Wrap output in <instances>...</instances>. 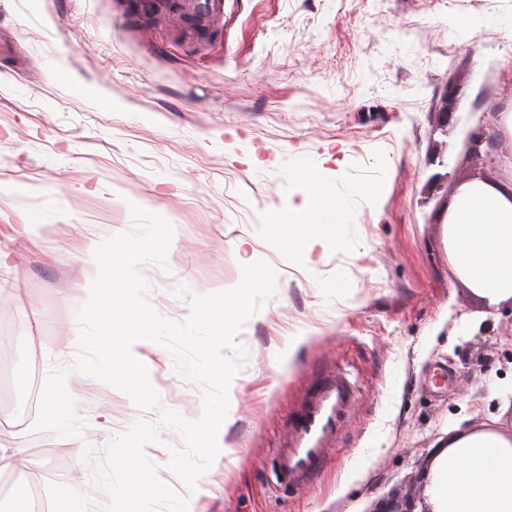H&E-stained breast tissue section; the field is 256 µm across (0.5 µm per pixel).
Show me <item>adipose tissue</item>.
Masks as SVG:
<instances>
[{
	"instance_id": "1",
	"label": "adipose tissue",
	"mask_w": 512,
	"mask_h": 512,
	"mask_svg": "<svg viewBox=\"0 0 512 512\" xmlns=\"http://www.w3.org/2000/svg\"><path fill=\"white\" fill-rule=\"evenodd\" d=\"M295 175L309 192L272 230L283 249L314 266L329 245L349 249L341 227L351 214L318 169L301 166ZM447 230L462 282L489 303L512 299V191L466 184L449 208ZM426 498L431 512H512V434L485 428L449 437L432 461Z\"/></svg>"
}]
</instances>
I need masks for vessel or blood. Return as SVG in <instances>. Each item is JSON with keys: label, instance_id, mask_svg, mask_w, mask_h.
I'll list each match as a JSON object with an SVG mask.
<instances>
[{"label": "vessel or blood", "instance_id": "1", "mask_svg": "<svg viewBox=\"0 0 512 512\" xmlns=\"http://www.w3.org/2000/svg\"><path fill=\"white\" fill-rule=\"evenodd\" d=\"M357 395L348 370L338 368L311 381L287 440L275 448L278 481L291 488L307 483L324 465Z\"/></svg>", "mask_w": 512, "mask_h": 512}]
</instances>
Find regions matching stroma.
<instances>
[{
    "mask_svg": "<svg viewBox=\"0 0 512 512\" xmlns=\"http://www.w3.org/2000/svg\"><path fill=\"white\" fill-rule=\"evenodd\" d=\"M512 0H224L203 24L173 0H0V224H33L7 243L0 270V353L11 355L0 420L31 380L71 366L74 283L85 229L98 240L134 227L131 205L166 218L165 266L141 265L147 299L183 322L179 286H237L264 261L277 291L244 324L220 452L188 491L169 463L184 437L123 391L72 374L87 427L84 493L154 483L141 512H378L422 502L455 429L512 431V301L491 306L456 276L448 208L473 180L512 184V155L473 154L472 136H512ZM322 160L334 193L355 196L346 233L366 251L328 249L317 273L266 225L306 195L298 155ZM342 287H335V280ZM310 336L282 365L288 336ZM163 407L195 422L201 387L164 346L141 350ZM344 367L359 396L337 448L294 491L277 488L272 450L306 381ZM0 432L23 444L51 500L72 487L71 439ZM135 450V472L110 468Z\"/></svg>",
    "mask_w": 512,
    "mask_h": 512,
    "instance_id": "stroma-1",
    "label": "stroma"
}]
</instances>
